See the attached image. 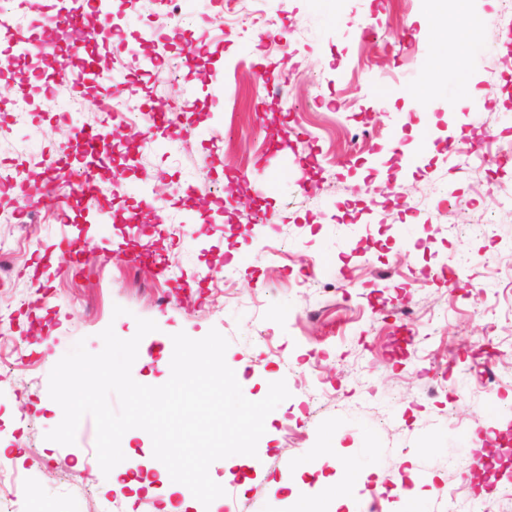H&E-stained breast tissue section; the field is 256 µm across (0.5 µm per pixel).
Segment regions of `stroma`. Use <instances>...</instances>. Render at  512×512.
Wrapping results in <instances>:
<instances>
[{
	"instance_id": "stroma-1",
	"label": "stroma",
	"mask_w": 512,
	"mask_h": 512,
	"mask_svg": "<svg viewBox=\"0 0 512 512\" xmlns=\"http://www.w3.org/2000/svg\"><path fill=\"white\" fill-rule=\"evenodd\" d=\"M175 7L195 22L177 37L155 0H112L120 36L98 51L121 78L63 89L41 63L21 124L9 119L7 85L25 61L11 50L13 29L0 27V164L35 174L23 188L0 186V213L12 218L0 239L18 243L0 285V481L21 490L26 512H156L165 483L109 489L92 417L74 444L46 438L63 417L49 395L56 363L80 340L100 352L105 328L133 337L143 318L158 329L139 344L136 382L168 381L173 334L214 329L229 341L225 361L245 398L264 399L280 380L290 392L265 419L259 465L243 474L236 457L213 462L225 494L191 512H292L280 487L291 474L305 476L321 512L340 498L342 512H361L373 497L382 512H448L452 489L458 504L501 512L477 472L512 424V212L495 207L486 180L448 144L462 132L506 156L498 190L512 191V69L501 40L512 14L498 0H332L327 9L263 0L281 36L272 50L259 36L223 33L213 0ZM466 14L477 25L461 40ZM266 75L280 95L265 92ZM116 97L137 112L177 106L179 122L121 139L112 167L123 189L85 227L59 221L74 194L63 179L57 207L34 223L21 216L19 197L40 195L42 156L83 157L60 123L116 127L104 117ZM71 98L81 110L61 112ZM456 201L494 233L449 232ZM79 236L86 253L75 266L60 240ZM145 251L168 271L146 274ZM452 258L457 272L438 278ZM424 268L432 279H415ZM196 279L188 308L180 290ZM404 304L414 309L407 323L393 316ZM483 346L498 353L491 388L474 369ZM435 366L448 387L422 397ZM60 462L65 474L50 475Z\"/></svg>"
}]
</instances>
